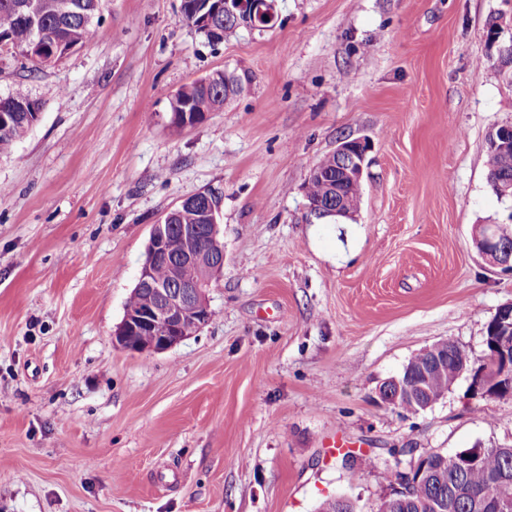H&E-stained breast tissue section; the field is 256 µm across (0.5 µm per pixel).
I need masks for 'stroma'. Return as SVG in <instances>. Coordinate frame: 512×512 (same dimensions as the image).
Returning a JSON list of instances; mask_svg holds the SVG:
<instances>
[{"mask_svg": "<svg viewBox=\"0 0 512 512\" xmlns=\"http://www.w3.org/2000/svg\"><path fill=\"white\" fill-rule=\"evenodd\" d=\"M278 11L213 45L181 0H102L51 66L0 47V98L40 107L0 155V512H376L421 454L512 445V396L470 375L416 415L378 396L437 341L481 360L512 302L473 244L512 217L485 166L512 125V0ZM217 72L242 91L174 127L175 93ZM345 138L370 144L357 216L310 217L309 173ZM206 188L210 321L162 353L115 346L152 224Z\"/></svg>", "mask_w": 512, "mask_h": 512, "instance_id": "obj_1", "label": "stroma"}]
</instances>
